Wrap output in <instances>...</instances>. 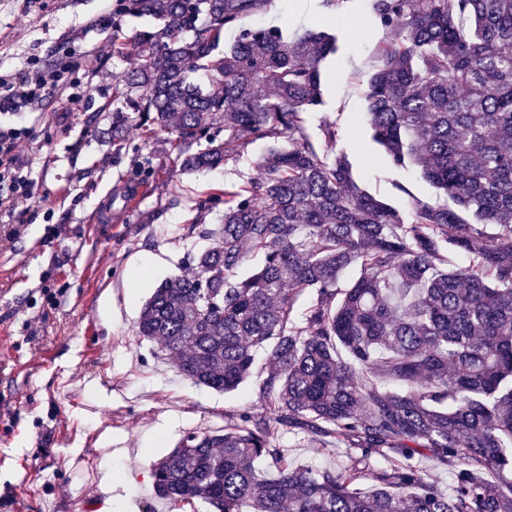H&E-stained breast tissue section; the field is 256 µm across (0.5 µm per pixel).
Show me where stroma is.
<instances>
[{"mask_svg":"<svg viewBox=\"0 0 512 512\" xmlns=\"http://www.w3.org/2000/svg\"><path fill=\"white\" fill-rule=\"evenodd\" d=\"M121 0H0V74L27 58L73 65L63 96L14 111L0 125L26 127L21 162L34 199L13 224L0 223V512H214L206 502L171 507L152 488L151 464L194 428L218 430L259 408L257 383L224 394L192 384L154 355L136 322L163 279L190 271L186 254L206 247L202 226L221 223L225 188L259 177L268 142L232 144L223 165L182 171L174 134L112 122L119 77L138 59L124 47L141 19ZM371 0H276L243 26L287 25L338 37L323 64V103L305 134L345 154L354 178L405 211L444 204L412 167L388 164L371 137L364 91L378 48L394 36L373 22L353 40ZM144 192L133 206L125 198ZM213 199L212 209L202 201ZM289 458L314 467L346 463L348 448L287 434ZM120 481L104 497V467Z\"/></svg>","mask_w":512,"mask_h":512,"instance_id":"obj_1","label":"stroma"}]
</instances>
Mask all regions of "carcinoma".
I'll list each match as a JSON object with an SVG mask.
<instances>
[{"mask_svg": "<svg viewBox=\"0 0 512 512\" xmlns=\"http://www.w3.org/2000/svg\"><path fill=\"white\" fill-rule=\"evenodd\" d=\"M273 6L124 0L156 26L128 39L140 63L118 100L136 126L175 135L182 170L285 139L224 199V223L199 231L210 245L188 254L194 275L163 280L140 310L137 335L215 391L265 354L261 411L187 432L151 465L153 490L216 512H512V0H373L397 32L366 79L373 140L449 200L407 214L302 133L335 36L259 26L218 51L225 28ZM285 433L342 439L350 462L294 464ZM423 461L451 469V488Z\"/></svg>", "mask_w": 512, "mask_h": 512, "instance_id": "1", "label": "carcinoma"}]
</instances>
